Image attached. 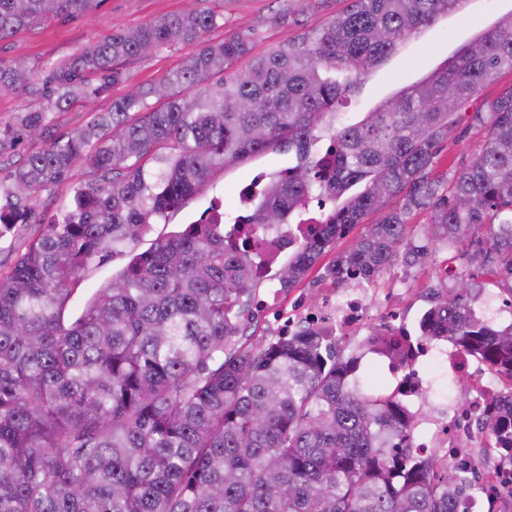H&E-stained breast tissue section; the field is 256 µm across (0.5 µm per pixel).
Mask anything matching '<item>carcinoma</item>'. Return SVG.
<instances>
[{
    "mask_svg": "<svg viewBox=\"0 0 512 512\" xmlns=\"http://www.w3.org/2000/svg\"><path fill=\"white\" fill-rule=\"evenodd\" d=\"M102 0H0V41L50 18L86 16ZM105 35L38 69L0 62V92L44 102L0 123V239L37 224L41 195L77 163L87 179L0 275V512H461L459 468L390 456L410 418L392 394L362 390L338 340L307 326L237 350L255 260L224 225L199 220L137 247L152 225L215 176L286 145L296 162L269 177L255 206L265 228L289 223L313 193L337 203L285 260L300 283L325 248L359 224L336 256L337 283L457 251L452 288L429 287L421 320L512 379V323L477 316L478 276L512 291V87L473 121L486 130L471 163L435 173L463 101L512 68V13L422 80L337 127L312 156L326 118L407 37L465 0H351L243 68L241 35L209 43L221 16L198 4ZM197 43L158 82L137 84L81 129L53 136V115L125 79L127 62ZM363 184L361 192L350 189ZM429 209L415 240L409 216ZM380 215L374 224L366 218ZM128 262L77 312L71 296L94 262ZM492 448L512 459V417L490 414Z\"/></svg>",
    "mask_w": 512,
    "mask_h": 512,
    "instance_id": "1",
    "label": "carcinoma"
}]
</instances>
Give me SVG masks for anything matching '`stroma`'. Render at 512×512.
I'll use <instances>...</instances> for the list:
<instances>
[{
	"mask_svg": "<svg viewBox=\"0 0 512 512\" xmlns=\"http://www.w3.org/2000/svg\"><path fill=\"white\" fill-rule=\"evenodd\" d=\"M188 5L189 0H102L91 15L51 19L1 41L0 61L7 63L22 57L31 65L44 68L80 52L104 35L157 21L185 10ZM205 5L224 15L222 26L206 33L207 41L245 35L251 40L253 55L260 56L320 28L346 8L347 0H308L300 14L292 11L289 0H206ZM510 13L512 0H466L460 12L439 18L433 26L408 38L393 56L366 76L339 107L338 124L361 120L382 99L426 76L481 29ZM182 55V50L171 47L131 61L126 66L124 82L113 85L90 104L76 105L56 114L57 132L83 127L92 113L110 110L128 84L158 80L177 65ZM510 87L512 71H501L463 104L456 115L455 135L444 144L438 156L439 172L452 173L469 165L485 139L484 130L472 122L474 112L483 109L485 100ZM293 163V152L282 146L219 174L204 195L187 200L169 215L167 222L153 225V235L175 231L178 225L199 219L214 199L222 202L226 218H234L238 210L235 188L240 182L259 172L270 174L286 169ZM361 233V228H354L327 247L317 265L290 291L277 292V282L273 279L259 282L256 301L245 316L239 347L250 349L277 338L279 316L295 318L311 308L324 309L331 297L343 292V285L325 278L324 271L337 253L348 248ZM459 264V259L450 260L440 253L434 264L424 269L407 272L395 266L382 271L371 290L379 296L391 294L393 304L413 320L426 309L428 289L435 285L443 268H455Z\"/></svg>",
	"mask_w": 512,
	"mask_h": 512,
	"instance_id": "stroma-1",
	"label": "stroma"
}]
</instances>
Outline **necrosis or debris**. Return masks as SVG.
<instances>
[{"mask_svg": "<svg viewBox=\"0 0 512 512\" xmlns=\"http://www.w3.org/2000/svg\"><path fill=\"white\" fill-rule=\"evenodd\" d=\"M263 181V176L257 174L241 185L238 195L244 207L234 218L233 227L236 240L246 241L250 251L258 258L260 276L266 277L282 257L295 252L315 224L307 220L288 231L261 229L253 224L250 205L261 196ZM370 307L366 292L354 288L338 294L330 303L329 314L322 316L320 322L339 332L346 326L356 325L369 335L367 352L385 363L389 372L396 377L394 391L403 409H410L413 399L427 389L425 368L441 360L447 363L459 383L474 386L473 391L458 400L451 411H440L438 416L427 420L425 426L411 428L406 439L409 454L430 457L438 453L452 464H464L468 469L476 470L480 492L485 497L512 490V464L503 462L490 452L488 440L483 434L488 406L503 401L501 377L479 367L474 355L463 348H448L431 338L413 342L411 360L402 361L379 342L383 336L406 335L401 310L393 305L385 306L380 319L371 323L367 320Z\"/></svg>", "mask_w": 512, "mask_h": 512, "instance_id": "4bbe7bcc", "label": "necrosis or debris"}]
</instances>
